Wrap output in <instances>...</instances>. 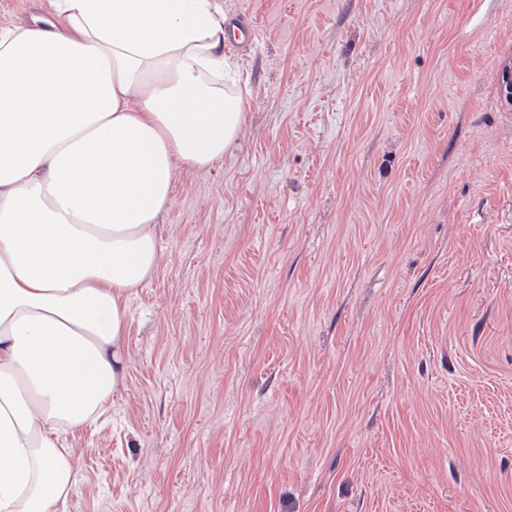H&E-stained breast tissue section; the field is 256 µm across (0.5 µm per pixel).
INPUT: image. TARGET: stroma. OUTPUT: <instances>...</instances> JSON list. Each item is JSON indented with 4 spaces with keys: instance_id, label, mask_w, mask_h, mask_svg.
<instances>
[{
    "instance_id": "stroma-1",
    "label": "stroma",
    "mask_w": 512,
    "mask_h": 512,
    "mask_svg": "<svg viewBox=\"0 0 512 512\" xmlns=\"http://www.w3.org/2000/svg\"><path fill=\"white\" fill-rule=\"evenodd\" d=\"M237 142L182 175L66 512H512V0H224Z\"/></svg>"
}]
</instances>
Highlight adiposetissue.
Wrapping results in <instances>:
<instances>
[{
	"mask_svg": "<svg viewBox=\"0 0 512 512\" xmlns=\"http://www.w3.org/2000/svg\"><path fill=\"white\" fill-rule=\"evenodd\" d=\"M224 0H53L0 27V512H64L123 384L181 173L244 124Z\"/></svg>",
	"mask_w": 512,
	"mask_h": 512,
	"instance_id": "ef3b65f1",
	"label": "adipose tissue"
}]
</instances>
